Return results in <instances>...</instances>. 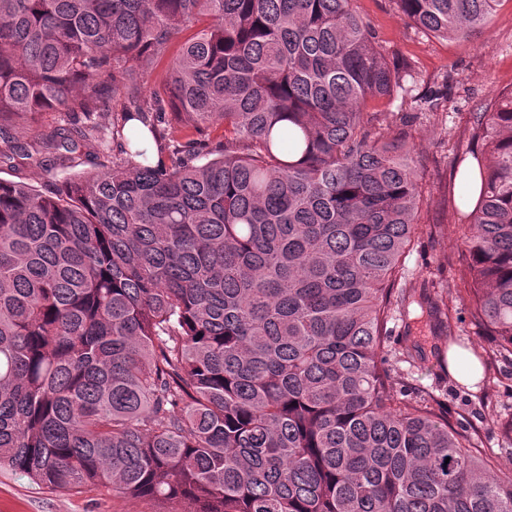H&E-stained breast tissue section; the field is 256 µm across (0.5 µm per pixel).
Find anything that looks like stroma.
Listing matches in <instances>:
<instances>
[{
    "label": "stroma",
    "instance_id": "35a3bbf8",
    "mask_svg": "<svg viewBox=\"0 0 512 512\" xmlns=\"http://www.w3.org/2000/svg\"><path fill=\"white\" fill-rule=\"evenodd\" d=\"M368 24L375 47L388 60L412 65L411 92L371 102L382 119L378 136L407 133L413 156L425 177L423 205L415 242L404 259L397 288L426 292L448 306L451 339L427 332L425 357L407 359L405 317L395 316L385 355L393 366L395 390L439 404L452 426H464L485 456L500 465L512 462V356L499 352L469 314L468 285L462 279L458 255L462 231L452 209L453 186L460 181L463 157L471 149V116L493 92L512 88V0H501L488 26L468 39H441L408 22L396 0H352ZM447 86L437 106H425L430 89ZM477 350L487 360L490 377L477 388L455 386L440 364L449 347ZM145 498H129L100 489L63 492L32 482L14 471L0 469V512H154Z\"/></svg>",
    "mask_w": 512,
    "mask_h": 512
}]
</instances>
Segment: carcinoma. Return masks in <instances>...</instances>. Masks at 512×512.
<instances>
[{"label":"carcinoma","mask_w":512,"mask_h":512,"mask_svg":"<svg viewBox=\"0 0 512 512\" xmlns=\"http://www.w3.org/2000/svg\"><path fill=\"white\" fill-rule=\"evenodd\" d=\"M396 2L465 38L500 0ZM410 77L351 0H0V166H96L0 179V468L156 512H512V469L394 393L383 356L395 308L444 314L391 288L423 172L366 107ZM217 122L214 152L194 134ZM471 140L469 312L512 354V90ZM182 39H179V41H175V43L171 46L169 53L166 54V56L162 57L157 65L154 71L144 73L140 77L139 82V91L140 93L145 97H150L152 92L154 91L157 81L159 77L163 76L168 68L170 58L173 53L176 52V50L179 47L180 42ZM76 161L78 163L74 168L68 170H57L52 173H48L43 168L36 165L21 167L18 170L0 167V178L4 180L23 182L40 188V186L50 178L61 180L69 175H84L95 171L94 166L86 161L84 155L79 156V159Z\"/></svg>","instance_id":"cac0c4a2"}]
</instances>
